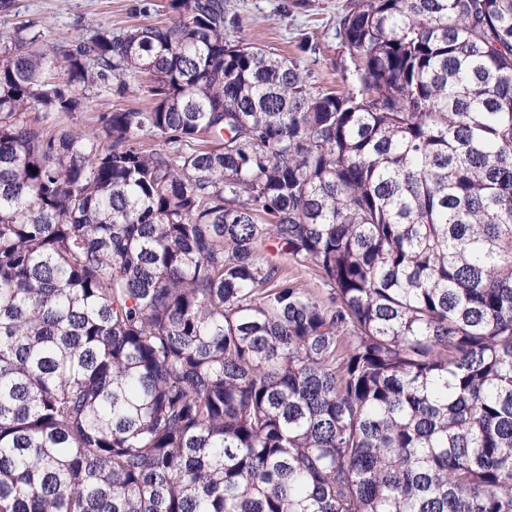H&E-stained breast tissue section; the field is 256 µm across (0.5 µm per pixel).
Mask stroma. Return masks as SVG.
<instances>
[{
  "instance_id": "stroma-1",
  "label": "stroma",
  "mask_w": 512,
  "mask_h": 512,
  "mask_svg": "<svg viewBox=\"0 0 512 512\" xmlns=\"http://www.w3.org/2000/svg\"><path fill=\"white\" fill-rule=\"evenodd\" d=\"M0 7V35L27 26L37 46L53 51L92 36L97 29L144 26L167 18L169 0H8ZM348 0H229V15L240 37L294 60L316 87L341 84L350 73L349 54L336 37V26ZM314 48L301 51L302 40ZM142 82L131 81L124 96L112 85L99 84L82 98V106L61 119L64 128L88 136L100 133L101 118L113 108L146 109Z\"/></svg>"
}]
</instances>
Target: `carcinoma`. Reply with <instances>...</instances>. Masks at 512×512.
Masks as SVG:
<instances>
[{
  "label": "carcinoma",
  "instance_id": "obj_1",
  "mask_svg": "<svg viewBox=\"0 0 512 512\" xmlns=\"http://www.w3.org/2000/svg\"><path fill=\"white\" fill-rule=\"evenodd\" d=\"M168 8L0 40V512H512V0H348L342 91ZM130 87L123 98L114 94L110 84L101 83L93 90L82 95V106L77 112L65 116L59 122V127L82 131L88 136H95L100 133L103 125L101 117L113 108L122 107L126 109L145 110L149 107V97L141 81L131 80Z\"/></svg>",
  "mask_w": 512,
  "mask_h": 512
}]
</instances>
